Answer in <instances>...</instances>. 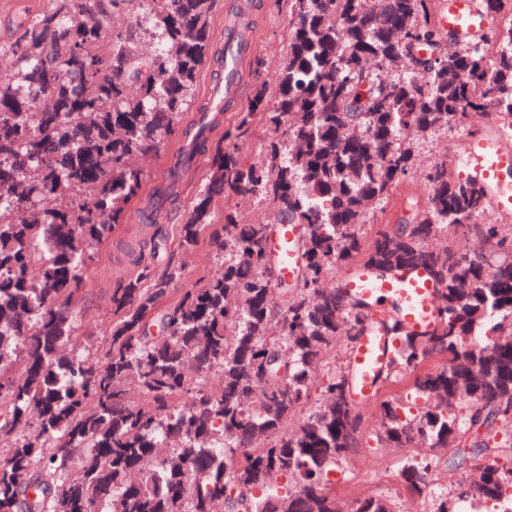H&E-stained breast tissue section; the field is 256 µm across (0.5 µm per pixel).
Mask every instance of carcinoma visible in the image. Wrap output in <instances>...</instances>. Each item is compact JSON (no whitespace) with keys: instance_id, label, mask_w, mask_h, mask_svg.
I'll use <instances>...</instances> for the list:
<instances>
[{"instance_id":"obj_1","label":"carcinoma","mask_w":512,"mask_h":512,"mask_svg":"<svg viewBox=\"0 0 512 512\" xmlns=\"http://www.w3.org/2000/svg\"><path fill=\"white\" fill-rule=\"evenodd\" d=\"M63 2L0 51V434L12 441L0 512H405L389 492L339 508L329 476L361 447L429 449L398 471L422 512H512V466L500 464L512 460V231L485 222L486 189L445 164L427 170L412 222L371 224L437 131L512 125V14L463 37L431 17V0H288L274 92L258 85L241 119L259 114L287 142L248 165L215 144L182 259L154 245L112 291L108 336L90 352L72 340L82 271L140 196L139 160L180 134L212 55L213 0ZM229 193L265 195L270 219L225 216L213 237L230 251L224 272L167 300ZM56 196L68 208L44 205ZM272 224L302 226L290 281L265 248ZM459 230L470 251L430 247ZM359 262L381 275L424 266L440 286L430 333L386 321L382 384L414 377L371 428L349 364L325 360L371 318L323 286ZM433 355L448 364L421 370ZM436 448L454 449L440 490Z\"/></svg>"}]
</instances>
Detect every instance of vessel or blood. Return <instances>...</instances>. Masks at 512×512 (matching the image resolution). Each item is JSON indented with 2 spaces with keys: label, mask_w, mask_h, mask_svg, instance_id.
<instances>
[{
  "label": "vessel or blood",
  "mask_w": 512,
  "mask_h": 512,
  "mask_svg": "<svg viewBox=\"0 0 512 512\" xmlns=\"http://www.w3.org/2000/svg\"><path fill=\"white\" fill-rule=\"evenodd\" d=\"M485 17L474 0H445L441 23L445 28L470 31L484 25ZM234 55L226 67L224 81L237 86L240 63L252 49V31L242 28L239 38L229 45ZM463 162L461 178L481 183L487 190L491 207L504 215L512 214V143L494 124H487L483 134L465 140L460 147ZM298 233L294 224L279 225L270 240V248L279 263V275L292 279L299 257L293 248ZM339 282L347 296L362 299L370 308L373 325L349 351L348 360L355 372V399L372 401L377 382L389 360L390 340L380 325L381 315L396 319L409 332L422 334L436 323L438 285L422 267L401 270L380 277L363 265L342 271Z\"/></svg>",
  "instance_id": "obj_1"
}]
</instances>
